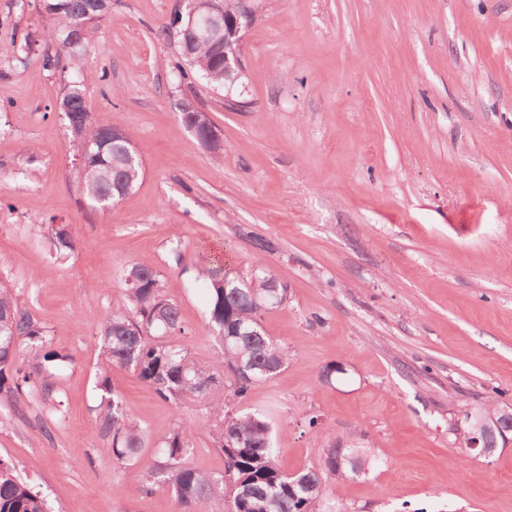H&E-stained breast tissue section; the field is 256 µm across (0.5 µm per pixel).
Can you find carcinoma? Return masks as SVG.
I'll use <instances>...</instances> for the list:
<instances>
[{"label": "carcinoma", "instance_id": "obj_1", "mask_svg": "<svg viewBox=\"0 0 512 512\" xmlns=\"http://www.w3.org/2000/svg\"><path fill=\"white\" fill-rule=\"evenodd\" d=\"M79 0H44L41 14L49 20L45 36L68 53L73 70L83 73V60L95 35L98 20L80 22ZM160 35L173 40L181 64V81L192 85L202 80L220 88L233 80L224 78V44L199 41L189 31L172 37L166 26ZM75 128L71 133L73 154L89 152V165L79 173L80 198L102 206L120 200L117 186L136 187L143 176V164L132 161L127 149L134 137L124 131L121 142L112 143V128L106 124L86 123L79 113L67 120ZM57 251L74 249L68 227L52 228ZM202 273L209 289V322L219 338V350L208 366L195 362L188 350V332L177 305L163 294L160 272L139 265L125 270L126 285L122 308L109 313L98 332L103 360L99 387L103 391L98 431L110 440L113 454L120 461L139 458L145 430L119 395L108 384L106 373L117 367L127 369L157 395L179 404L186 399L208 400L213 393L227 388L231 402H212L209 423L214 445L223 455L225 471L212 474L188 464L192 451L191 431L177 426L163 438L159 460L148 469L146 481L151 491H169L179 512H201L218 498L224 512H336L325 501L322 474L340 479L367 474L370 459L358 449L329 448L321 471L306 469L289 474L276 461L271 425L264 414L240 409L250 388L274 376L286 363L288 352L266 330L252 335L253 317L261 298L268 296L273 276L258 271L240 277L227 270L224 258L203 257ZM240 330L241 335L228 332ZM24 349L30 361L17 360ZM72 358L48 349L47 330L29 310L20 306L11 289L0 286V405L13 407L36 395L55 410H60L54 373L51 367L69 363ZM0 512H47L45 500L31 485L22 481L13 465L0 459Z\"/></svg>", "mask_w": 512, "mask_h": 512}]
</instances>
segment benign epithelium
I'll use <instances>...</instances> for the list:
<instances>
[{
  "label": "benign epithelium",
  "instance_id": "benign-epithelium-1",
  "mask_svg": "<svg viewBox=\"0 0 512 512\" xmlns=\"http://www.w3.org/2000/svg\"><path fill=\"white\" fill-rule=\"evenodd\" d=\"M255 0H237V9L229 12L224 9V0H205L206 9L200 13L188 4V12L179 16L176 26L187 25V29L195 28L200 31L199 40H211L218 38L224 40L229 46H243L245 32L255 18ZM182 112L192 114L190 129L196 130L204 125L210 128L208 144L215 145L221 142L218 129L212 124L207 113L199 110L194 104L186 102L182 105ZM466 422L470 424L469 432L470 448L477 450V456L488 457L494 453L498 444L490 442V437L500 433L502 438H507V433L512 432V408L506 407L500 410L499 418L489 422L472 412H466Z\"/></svg>",
  "mask_w": 512,
  "mask_h": 512
}]
</instances>
